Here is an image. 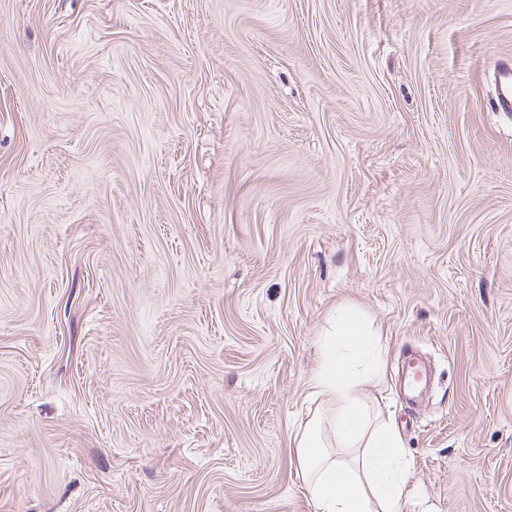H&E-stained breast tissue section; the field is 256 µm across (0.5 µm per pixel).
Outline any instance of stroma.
Segmentation results:
<instances>
[{
  "label": "stroma",
  "mask_w": 512,
  "mask_h": 512,
  "mask_svg": "<svg viewBox=\"0 0 512 512\" xmlns=\"http://www.w3.org/2000/svg\"><path fill=\"white\" fill-rule=\"evenodd\" d=\"M503 56L512 0H0V512H314L341 306L400 512H512ZM495 96L490 104L496 112H512V58L500 59L494 70Z\"/></svg>",
  "instance_id": "1"
}]
</instances>
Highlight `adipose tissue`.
Segmentation results:
<instances>
[{"instance_id": "adipose-tissue-1", "label": "adipose tissue", "mask_w": 512, "mask_h": 512, "mask_svg": "<svg viewBox=\"0 0 512 512\" xmlns=\"http://www.w3.org/2000/svg\"><path fill=\"white\" fill-rule=\"evenodd\" d=\"M378 330L338 310L310 383L316 407L292 438L314 512H399L410 465L391 424L372 417L360 386L378 374Z\"/></svg>"}]
</instances>
